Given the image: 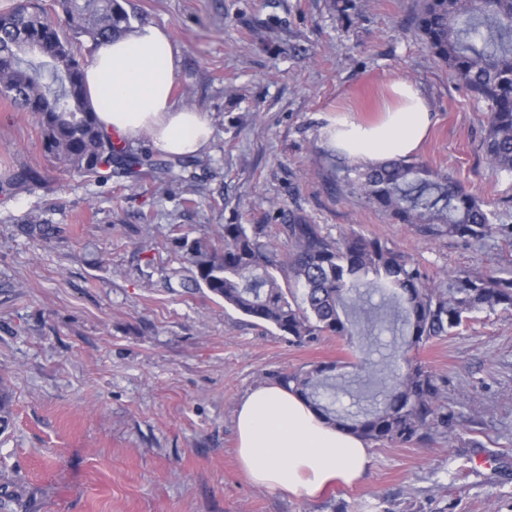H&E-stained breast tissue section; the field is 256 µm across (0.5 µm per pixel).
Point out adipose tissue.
<instances>
[{
    "mask_svg": "<svg viewBox=\"0 0 512 512\" xmlns=\"http://www.w3.org/2000/svg\"><path fill=\"white\" fill-rule=\"evenodd\" d=\"M177 49L161 28L140 24L94 50L85 71L89 101L108 133L147 134L161 152L191 156L206 150V115L172 97ZM399 98L377 123L337 122L328 145L352 162L378 163L412 155L433 123L419 90L397 82ZM236 457L247 480L271 491L315 496L329 485L360 481L370 465L366 443L328 423L279 385L249 391L235 412Z\"/></svg>",
    "mask_w": 512,
    "mask_h": 512,
    "instance_id": "adipose-tissue-1",
    "label": "adipose tissue"
}]
</instances>
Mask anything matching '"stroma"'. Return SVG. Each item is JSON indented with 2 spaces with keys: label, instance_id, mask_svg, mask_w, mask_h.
I'll return each instance as SVG.
<instances>
[{
  "label": "stroma",
  "instance_id": "1",
  "mask_svg": "<svg viewBox=\"0 0 512 512\" xmlns=\"http://www.w3.org/2000/svg\"><path fill=\"white\" fill-rule=\"evenodd\" d=\"M355 3L341 13L336 0H126L134 23L162 28L178 50L176 103L211 123L190 182L66 171L46 158L38 115L0 100V173L43 179L0 196V380L12 397L0 512H512V311L500 308L414 353L446 382L447 434L369 443L363 480L315 497L256 487L236 462L248 391L333 362L337 408L360 414L377 389L357 363L385 360L393 337L367 310L349 316L362 352L254 325L187 287L173 228L211 238L300 210L333 235L380 239L432 281L512 268L511 245L426 237L337 189L325 127L380 120L405 80L435 116L414 160L512 222V173L491 171L479 150L484 106L424 47L414 0ZM36 223L51 234L32 236Z\"/></svg>",
  "mask_w": 512,
  "mask_h": 512
}]
</instances>
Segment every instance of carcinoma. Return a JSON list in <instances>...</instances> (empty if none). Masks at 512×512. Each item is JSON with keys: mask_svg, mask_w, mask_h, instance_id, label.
<instances>
[{"mask_svg": "<svg viewBox=\"0 0 512 512\" xmlns=\"http://www.w3.org/2000/svg\"><path fill=\"white\" fill-rule=\"evenodd\" d=\"M56 4L61 17L48 14L39 0L0 11V99L39 116L50 161L98 181L112 176L114 164L130 173L143 160L99 127L85 91L84 51L129 31L131 16L121 0ZM412 19L432 55L485 104L480 150L488 164L512 173V0H415ZM336 180L340 191L425 236L465 243L495 237L512 244V224L501 213L422 163L394 159L347 167ZM38 182L32 170L11 173L0 177V195L31 191ZM282 219L274 226L226 224L210 240L176 237L190 282L299 344L347 335L343 316L363 308L370 291L380 292L373 322L393 319L405 362L403 368L381 365L382 403L354 416L335 410L320 395L335 389L331 363L279 373L277 383L302 396L327 423L368 442H408L448 428L441 380L408 353L452 333L483 307L512 308V272L464 271L429 283L417 263L378 239L356 232L334 237L298 210ZM279 235L288 243L284 259L271 242Z\"/></svg>", "mask_w": 512, "mask_h": 512, "instance_id": "1", "label": "carcinoma"}]
</instances>
